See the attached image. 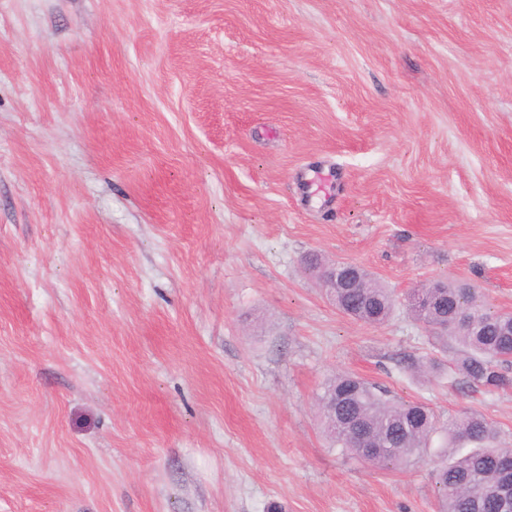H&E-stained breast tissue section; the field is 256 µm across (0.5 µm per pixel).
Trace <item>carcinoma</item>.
Wrapping results in <instances>:
<instances>
[{"mask_svg":"<svg viewBox=\"0 0 512 512\" xmlns=\"http://www.w3.org/2000/svg\"><path fill=\"white\" fill-rule=\"evenodd\" d=\"M418 321L433 338L455 344L448 376L492 393L512 383L504 355L512 351V314L491 313L478 289L463 282L442 289L441 301L423 306L407 298ZM392 291L371 273L356 288L336 289V308L365 324L379 326L392 314ZM324 431L343 454L387 468L423 456L434 437L441 439V462L434 470L440 512H512V479L501 465L512 463V446L501 442L497 426L477 411L440 421L422 403L389 397L380 386L338 374L319 398ZM368 434L361 447L354 440L355 422Z\"/></svg>","mask_w":512,"mask_h":512,"instance_id":"cac0c4a2","label":"carcinoma"}]
</instances>
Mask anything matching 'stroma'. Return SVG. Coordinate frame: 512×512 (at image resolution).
<instances>
[{
	"mask_svg": "<svg viewBox=\"0 0 512 512\" xmlns=\"http://www.w3.org/2000/svg\"><path fill=\"white\" fill-rule=\"evenodd\" d=\"M433 281L512 312V0H0V512H438L316 407L344 372L512 442V387L404 369L450 356ZM326 293L336 299V308L365 324L379 326L392 314L395 298L392 291L366 271L357 281L362 268L354 262L309 263ZM357 288H351L355 283Z\"/></svg>",
	"mask_w": 512,
	"mask_h": 512,
	"instance_id": "1",
	"label": "stroma"
}]
</instances>
